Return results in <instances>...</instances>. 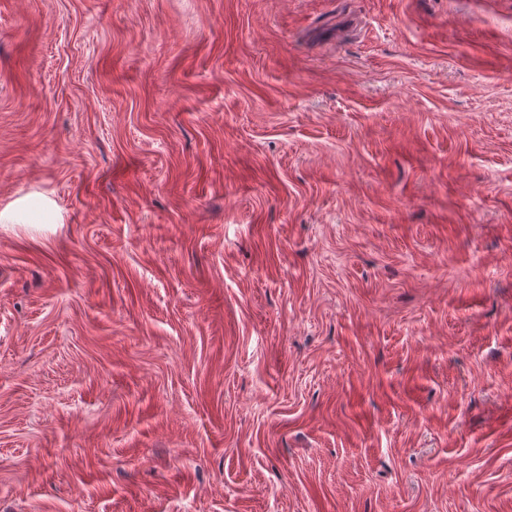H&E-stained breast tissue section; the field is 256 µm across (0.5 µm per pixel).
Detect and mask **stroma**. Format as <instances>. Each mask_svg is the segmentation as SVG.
Masks as SVG:
<instances>
[{
	"instance_id": "35a3bbf8",
	"label": "stroma",
	"mask_w": 512,
	"mask_h": 512,
	"mask_svg": "<svg viewBox=\"0 0 512 512\" xmlns=\"http://www.w3.org/2000/svg\"><path fill=\"white\" fill-rule=\"evenodd\" d=\"M0 512H512V0H0Z\"/></svg>"
}]
</instances>
